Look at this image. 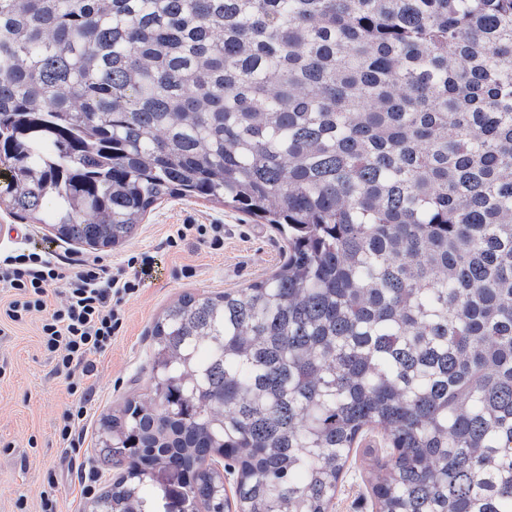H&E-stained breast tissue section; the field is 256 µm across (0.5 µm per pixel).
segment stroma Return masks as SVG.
Listing matches in <instances>:
<instances>
[{
	"label": "stroma",
	"mask_w": 512,
	"mask_h": 512,
	"mask_svg": "<svg viewBox=\"0 0 512 512\" xmlns=\"http://www.w3.org/2000/svg\"><path fill=\"white\" fill-rule=\"evenodd\" d=\"M179 224H220L224 247L213 250L189 240L172 247L168 237ZM92 256L88 247L56 239L45 224H29L0 211V253L32 247ZM155 261L138 292L125 305V319L111 347L94 363L83 383L92 399L80 448L73 449L57 433L64 412L75 401L69 381L40 344V319L0 324V512H40L39 492L55 477L59 512H84L92 495L106 481L96 453L94 429L101 414L119 409L132 395L149 388L148 354L151 329L163 310L186 292L242 288L267 278L287 258L282 237L268 224L245 213L203 201L171 199L140 225L128 242L105 249L101 257L115 268L127 267L141 254ZM386 444L368 432L333 501L332 512H375L371 475ZM95 475L91 493H84L83 471Z\"/></svg>",
	"instance_id": "1"
}]
</instances>
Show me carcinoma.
Here are the masks:
<instances>
[{
	"mask_svg": "<svg viewBox=\"0 0 512 512\" xmlns=\"http://www.w3.org/2000/svg\"><path fill=\"white\" fill-rule=\"evenodd\" d=\"M0 163L91 248L174 197L288 243L157 319L88 512H330L370 430L377 512H512V0H0Z\"/></svg>",
	"mask_w": 512,
	"mask_h": 512,
	"instance_id": "cac0c4a2",
	"label": "carcinoma"
}]
</instances>
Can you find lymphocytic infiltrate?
<instances>
[{
	"label": "lymphocytic infiltrate",
	"instance_id": "1",
	"mask_svg": "<svg viewBox=\"0 0 512 512\" xmlns=\"http://www.w3.org/2000/svg\"><path fill=\"white\" fill-rule=\"evenodd\" d=\"M139 290L137 277L110 269L101 258H66L52 249H22L0 258V292L8 299L0 319L21 323L40 316V343L65 373L78 401L66 410L60 438L78 447L90 397L83 377L91 356L106 352L124 319V305Z\"/></svg>",
	"mask_w": 512,
	"mask_h": 512
}]
</instances>
